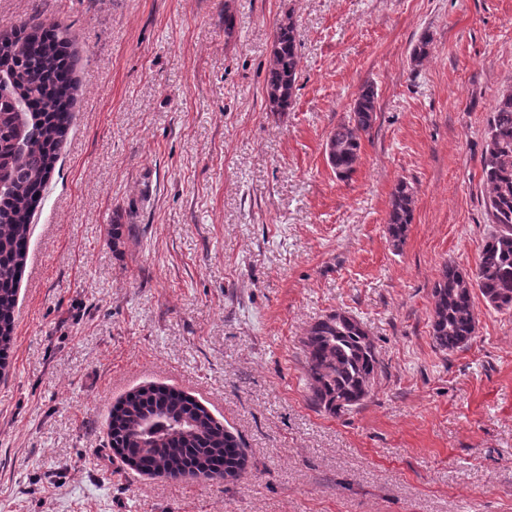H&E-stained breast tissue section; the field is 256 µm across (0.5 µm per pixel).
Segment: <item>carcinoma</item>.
<instances>
[{"label": "carcinoma", "mask_w": 512, "mask_h": 512, "mask_svg": "<svg viewBox=\"0 0 512 512\" xmlns=\"http://www.w3.org/2000/svg\"><path fill=\"white\" fill-rule=\"evenodd\" d=\"M297 30L287 15L278 23L265 81V104L286 112L298 69ZM67 34L32 17L0 36V357L13 337L17 290L26 261L32 212L55 169L71 121L74 82ZM376 93L363 88L348 119L330 132L326 149L336 176L351 175L360 158L359 133L376 120ZM486 206L497 229L486 238L476 271L443 266L432 288V340L443 352L468 345L479 290L498 311H512V92L499 97L488 121L482 158ZM413 192L398 182L388 233L403 242L413 216ZM313 403L340 415L367 399L381 369L373 340L352 315L336 312L315 323L303 340ZM110 447L128 465L167 477L236 479L246 465L240 439L182 391L142 386L112 407Z\"/></svg>", "instance_id": "carcinoma-1"}]
</instances>
